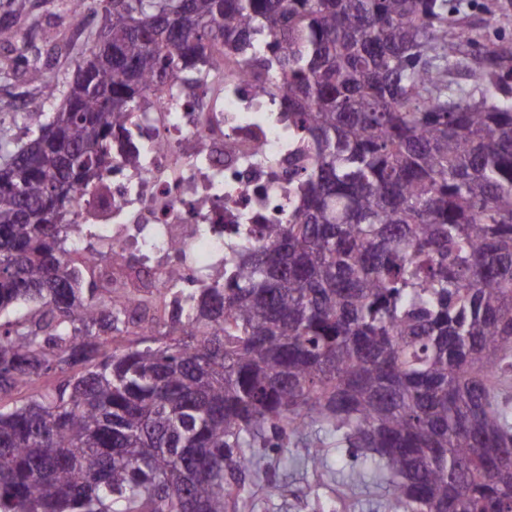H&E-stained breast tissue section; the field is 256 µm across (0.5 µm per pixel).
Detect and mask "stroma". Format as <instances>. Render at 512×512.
<instances>
[{"label": "stroma", "instance_id": "stroma-1", "mask_svg": "<svg viewBox=\"0 0 512 512\" xmlns=\"http://www.w3.org/2000/svg\"><path fill=\"white\" fill-rule=\"evenodd\" d=\"M464 16L488 43H512V0H461ZM0 18L10 20L24 53L0 49V113L12 136L24 133L22 115L34 109L54 111L59 99L37 94L36 79L50 72L59 85L75 75V61L93 42L104 23L96 11L81 27H73L63 0H29V12L14 17L8 0H0ZM269 452L266 473L252 481V493L236 512H384V488L363 475L351 449L325 443V466L313 467L300 442L284 439Z\"/></svg>", "mask_w": 512, "mask_h": 512}]
</instances>
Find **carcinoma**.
<instances>
[{
  "instance_id": "1",
  "label": "carcinoma",
  "mask_w": 512,
  "mask_h": 512,
  "mask_svg": "<svg viewBox=\"0 0 512 512\" xmlns=\"http://www.w3.org/2000/svg\"><path fill=\"white\" fill-rule=\"evenodd\" d=\"M27 140H0V512H229L272 434L338 438L387 512H512V44L453 0H105ZM266 54L311 153L288 223L224 278L124 281L71 242L72 186L155 77Z\"/></svg>"
}]
</instances>
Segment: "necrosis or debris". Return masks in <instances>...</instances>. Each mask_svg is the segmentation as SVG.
Masks as SVG:
<instances>
[{"label": "necrosis or debris", "mask_w": 512, "mask_h": 512, "mask_svg": "<svg viewBox=\"0 0 512 512\" xmlns=\"http://www.w3.org/2000/svg\"><path fill=\"white\" fill-rule=\"evenodd\" d=\"M259 60L211 52L192 83L159 79L129 134L112 141V173L95 193L76 189L73 224L105 228L118 256L141 236L157 252L155 279L182 267L188 287L224 272L226 246L243 226L288 221L295 158L280 105Z\"/></svg>", "instance_id": "4bbe7bcc"}]
</instances>
